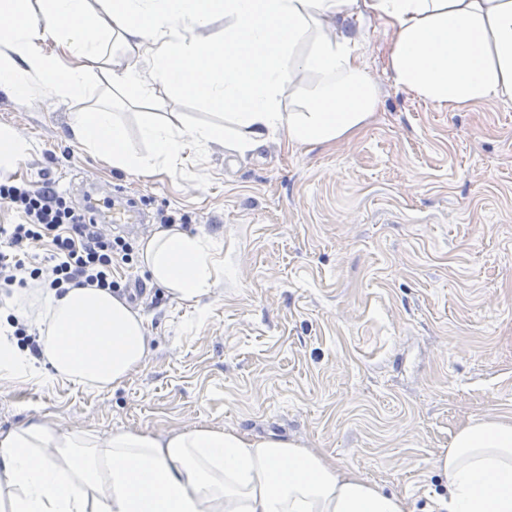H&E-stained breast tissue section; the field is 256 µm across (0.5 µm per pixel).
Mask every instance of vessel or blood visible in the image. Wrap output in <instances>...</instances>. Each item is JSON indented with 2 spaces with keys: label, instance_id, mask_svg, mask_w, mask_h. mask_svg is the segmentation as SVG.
Instances as JSON below:
<instances>
[{
  "label": "vessel or blood",
  "instance_id": "b4317fda",
  "mask_svg": "<svg viewBox=\"0 0 512 512\" xmlns=\"http://www.w3.org/2000/svg\"><path fill=\"white\" fill-rule=\"evenodd\" d=\"M88 218L98 224L131 228L146 223V213L135 201L96 181L85 182L79 190Z\"/></svg>",
  "mask_w": 512,
  "mask_h": 512
}]
</instances>
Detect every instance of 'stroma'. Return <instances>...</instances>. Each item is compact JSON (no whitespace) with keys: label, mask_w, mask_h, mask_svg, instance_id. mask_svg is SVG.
<instances>
[{"label":"stroma","mask_w":512,"mask_h":512,"mask_svg":"<svg viewBox=\"0 0 512 512\" xmlns=\"http://www.w3.org/2000/svg\"><path fill=\"white\" fill-rule=\"evenodd\" d=\"M359 30L379 106L337 146L281 135L241 156L219 139L187 150L178 171L141 176L82 147L70 118L108 108L146 153L150 105L96 81L67 100L39 82L26 99L0 92V128L30 144L17 181L75 204L83 182L118 184L153 216L118 272L146 319L142 364L107 389L0 380V431L275 435L430 512L448 491L435 460L457 431L512 418V101L423 102L388 76L389 30L371 17ZM156 95L185 129L224 124L189 94ZM163 214L224 245V275L199 306L142 261Z\"/></svg>","instance_id":"stroma-1"}]
</instances>
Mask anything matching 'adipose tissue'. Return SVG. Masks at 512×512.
<instances>
[{
    "instance_id": "adipose-tissue-1",
    "label": "adipose tissue",
    "mask_w": 512,
    "mask_h": 512,
    "mask_svg": "<svg viewBox=\"0 0 512 512\" xmlns=\"http://www.w3.org/2000/svg\"><path fill=\"white\" fill-rule=\"evenodd\" d=\"M392 33L386 68L398 88L456 111L512 99V0H0V90L25 99L33 82L71 99L93 67L113 89L151 98L156 86L224 110V127L183 130L147 121L153 150L135 153L109 111L73 113L78 142L131 174L173 170L187 143L223 138L245 154L277 134L332 145L360 131L379 96L357 37L363 16ZM224 19V37L207 30ZM83 59L62 66L46 40ZM130 53L150 47L147 68H108L111 40ZM184 71H171L172 63ZM223 245L173 227L144 245L152 280L178 301L197 302L224 273ZM43 354L0 340V380L55 378L104 389L120 384L149 348L145 320L126 299L94 287L48 293ZM435 465L447 495L432 512H512V419L462 426ZM0 507L5 512H410L357 472L295 441L201 427L156 437L114 430L61 431L31 423L0 433Z\"/></svg>"
}]
</instances>
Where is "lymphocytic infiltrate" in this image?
Segmentation results:
<instances>
[{"label": "lymphocytic infiltrate", "instance_id": "obj_1", "mask_svg": "<svg viewBox=\"0 0 512 512\" xmlns=\"http://www.w3.org/2000/svg\"><path fill=\"white\" fill-rule=\"evenodd\" d=\"M0 202L18 216L17 223L0 225L1 290L30 284L59 294L79 286L115 288L112 271L132 254L124 236L86 222L64 193L48 183L0 180ZM43 242L50 254L42 258L33 247Z\"/></svg>", "mask_w": 512, "mask_h": 512}]
</instances>
